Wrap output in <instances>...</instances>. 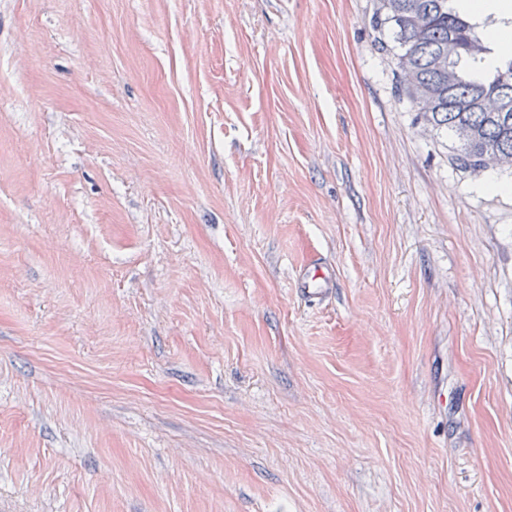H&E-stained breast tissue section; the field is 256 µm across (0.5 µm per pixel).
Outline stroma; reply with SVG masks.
Returning a JSON list of instances; mask_svg holds the SVG:
<instances>
[{"instance_id": "stroma-1", "label": "stroma", "mask_w": 512, "mask_h": 512, "mask_svg": "<svg viewBox=\"0 0 512 512\" xmlns=\"http://www.w3.org/2000/svg\"><path fill=\"white\" fill-rule=\"evenodd\" d=\"M372 8L0 0V512H512V174ZM333 286V274L323 269H314L307 272L298 283L301 293L307 297L323 294Z\"/></svg>"}]
</instances>
